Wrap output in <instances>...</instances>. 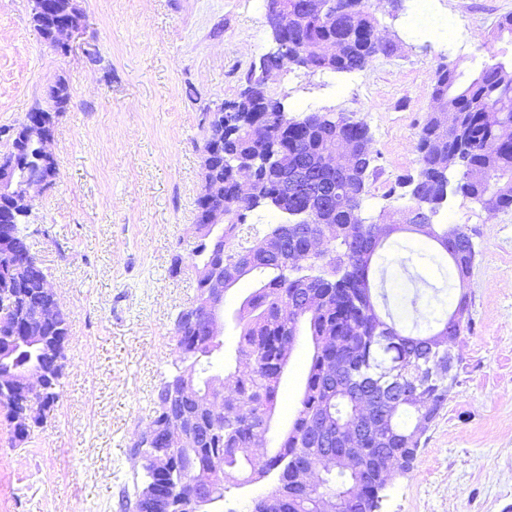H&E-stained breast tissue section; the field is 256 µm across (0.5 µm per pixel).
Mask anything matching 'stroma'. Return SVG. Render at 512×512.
Listing matches in <instances>:
<instances>
[{
	"label": "stroma",
	"mask_w": 512,
	"mask_h": 512,
	"mask_svg": "<svg viewBox=\"0 0 512 512\" xmlns=\"http://www.w3.org/2000/svg\"><path fill=\"white\" fill-rule=\"evenodd\" d=\"M382 38L397 49L366 68L333 72L284 66L267 82L292 117L356 113L371 137L378 177L362 203L374 220L411 206L403 182L416 171L417 133L434 103L439 60L464 77L490 56L512 58L497 38L512 0H429L428 32L412 20L418 0H369ZM88 26L75 52L46 44L30 0H0V154L50 85L64 78L70 102L54 126L58 174L40 191L26 241L68 316L62 397L46 426L15 441L0 406V512H121L132 489L129 458L153 415L161 381L178 357L177 313L197 294L188 254L198 240L206 111L237 100L250 65L274 47L266 0H80ZM461 36L441 40L447 23ZM467 225L476 259L467 290L472 326L464 367L423 437L411 472L393 477L379 512H505L512 506V208L488 214L449 193L434 218ZM426 237L392 235L382 270L408 257L420 304L435 316L456 304ZM179 270H172L175 256ZM309 345L291 355L275 429L290 426Z\"/></svg>",
	"instance_id": "1"
}]
</instances>
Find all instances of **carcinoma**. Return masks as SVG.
Returning a JSON list of instances; mask_svg holds the SVG:
<instances>
[{"label":"carcinoma","mask_w":512,"mask_h":512,"mask_svg":"<svg viewBox=\"0 0 512 512\" xmlns=\"http://www.w3.org/2000/svg\"><path fill=\"white\" fill-rule=\"evenodd\" d=\"M288 5V54L296 47L306 50L307 59L317 68L350 72L365 68L379 55L387 56L396 44L377 33V19L367 11L366 0H337L322 15L300 25L294 16L298 0ZM336 47L332 61L325 63L322 48ZM441 99L454 116L451 125L443 124L441 114L430 112L418 133L415 146L417 172L412 180L424 205H435L448 192L449 173L458 179L455 191L495 214L512 208V63L502 61L484 65L469 83H459L457 64L441 61L435 70L432 100ZM253 97L224 110V128L233 134L224 139V156L217 160L215 175L224 179V204L240 213L236 222L224 225V249L204 238L191 249V255L212 263L229 262V250L247 242L250 267L231 279L236 285L243 278L257 277L256 287L240 303L235 314L238 342L228 363L224 380L230 385L219 395L213 390L209 374L222 343L189 328L174 326L179 363L196 376L199 400L187 407V417L210 430L202 443H187L165 415L162 397H157L152 419L157 435L144 448L131 449L130 458L143 472L142 484H134V505L139 512H190L187 501L189 480L216 475L223 496L229 485L257 482L277 473V485L254 502L253 512H321L322 501L334 498L338 512H375L385 472L409 471L417 459L424 432L407 425L405 418L430 425L444 408L451 392L448 382L422 379L425 387L417 403L406 397L411 378L431 357L426 341L444 328L449 343L461 341L470 328L469 301L458 297L459 317L453 325L448 319H433L428 333H421L419 321L426 319L418 297L403 296V312L412 319L411 329L397 326L392 314L382 318L376 310L371 283L372 263H359L361 256L373 258L387 237L394 233L391 224H366L361 217L363 196L371 177L374 157L370 151L369 129L365 122L344 112H310L290 118L274 103L272 111L259 113L268 137L262 142L249 138L241 113L250 111ZM346 142L357 154L355 166L333 169L324 163L327 143ZM27 169L41 164L35 142L15 155ZM253 170V202L237 203V178L240 166ZM319 188L332 192L329 203L308 206L303 199L280 201L281 184L298 172ZM273 209L296 224L307 216L319 228L336 227V240L328 250L310 249L309 238L297 239L316 272L317 288L300 312L290 310L295 296V273L285 260L277 239L280 226L262 236L237 219L247 217L256 205ZM25 220L12 225L8 244L14 263L0 262V289L18 276H27L29 289L17 301L18 311L38 309L49 298L40 294L38 283L43 269L34 257L26 255ZM459 234L448 262L462 275L469 265V238L466 225H457ZM307 334L320 342L312 352L291 426L277 446L257 457L252 453L256 439L267 440L278 404L281 380L288 366V342ZM36 364L34 351L15 346L10 357L0 363V371L22 373ZM336 366V379L326 372ZM51 379L41 400L53 407L60 400V371L50 370ZM25 396L0 389V404L15 422ZM391 418L392 430L382 432L379 423ZM362 421L366 433L357 440L362 457H349L350 430ZM328 441L337 450L336 468L317 483L297 486V464L308 448ZM170 459L166 471L154 469V460Z\"/></svg>","instance_id":"cac0c4a2"}]
</instances>
